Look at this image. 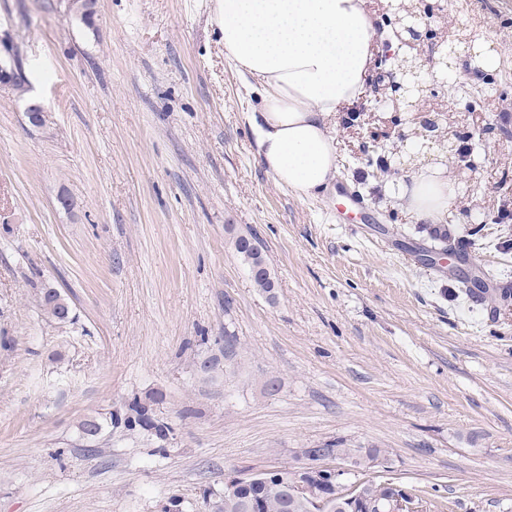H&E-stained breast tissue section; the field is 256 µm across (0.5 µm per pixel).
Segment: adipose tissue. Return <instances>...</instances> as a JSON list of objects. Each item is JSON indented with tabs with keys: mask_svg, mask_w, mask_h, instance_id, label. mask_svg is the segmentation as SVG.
<instances>
[{
	"mask_svg": "<svg viewBox=\"0 0 512 512\" xmlns=\"http://www.w3.org/2000/svg\"><path fill=\"white\" fill-rule=\"evenodd\" d=\"M224 56L257 82L251 122L262 166L298 196L336 177L333 117L364 93L377 51L368 0H217ZM414 219L442 223L456 204L446 171L429 167L402 184Z\"/></svg>",
	"mask_w": 512,
	"mask_h": 512,
	"instance_id": "obj_1",
	"label": "adipose tissue"
}]
</instances>
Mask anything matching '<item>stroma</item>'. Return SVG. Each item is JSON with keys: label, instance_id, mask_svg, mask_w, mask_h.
I'll return each instance as SVG.
<instances>
[{"label": "stroma", "instance_id": "stroma-1", "mask_svg": "<svg viewBox=\"0 0 512 512\" xmlns=\"http://www.w3.org/2000/svg\"><path fill=\"white\" fill-rule=\"evenodd\" d=\"M372 9L383 38L334 119L336 179L301 198L257 158L260 93L213 0H97L90 28L64 0H0L29 79L0 93V512H212L227 473L339 441L389 449L381 479L425 512H512V0H450L449 31L476 36L448 57L466 90L433 83L412 126L375 108L404 50ZM485 51L496 69L472 66ZM433 159L457 193L442 266L398 198ZM347 189L372 221L338 217ZM250 234L272 292L234 247ZM45 288L73 323L47 318ZM153 393L168 441L111 424Z\"/></svg>", "mask_w": 512, "mask_h": 512}]
</instances>
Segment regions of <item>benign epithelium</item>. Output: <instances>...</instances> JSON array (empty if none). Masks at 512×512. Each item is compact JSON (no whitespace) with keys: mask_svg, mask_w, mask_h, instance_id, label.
I'll return each mask as SVG.
<instances>
[{"mask_svg":"<svg viewBox=\"0 0 512 512\" xmlns=\"http://www.w3.org/2000/svg\"><path fill=\"white\" fill-rule=\"evenodd\" d=\"M386 8L399 23V29L395 31L399 45L412 51L413 55L404 58L399 68V80L393 82L392 95L382 100L381 109L412 113L416 111V96L425 89L418 63L424 43L421 26L431 20L437 22L441 17L435 14V6L424 0H387ZM386 465V461L374 459L369 468L361 470L351 461L338 457L333 448H301L297 452V463L290 467L229 476L224 481V494L238 501L240 512H258L257 503L244 496L243 491L252 483H277L288 476L291 497L310 500L318 512H335L338 499L341 507L346 509L423 512L414 496L391 482L382 483L389 489L384 501H365L367 489L377 484L374 474Z\"/></svg>","mask_w":512,"mask_h":512,"instance_id":"benign-epithelium-1","label":"benign epithelium"}]
</instances>
